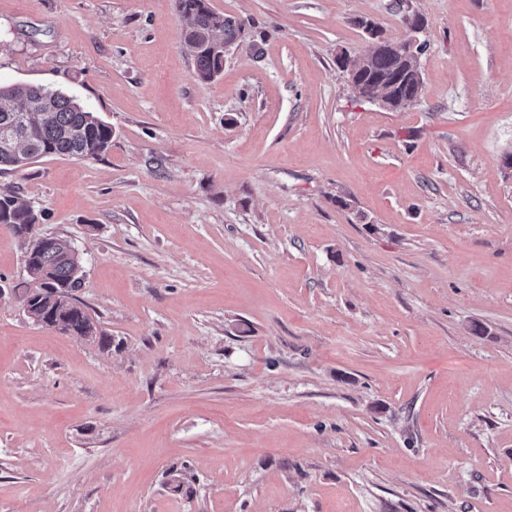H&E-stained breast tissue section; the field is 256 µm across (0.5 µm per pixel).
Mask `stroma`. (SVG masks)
Returning <instances> with one entry per match:
<instances>
[{"instance_id":"35a3bbf8","label":"stroma","mask_w":512,"mask_h":512,"mask_svg":"<svg viewBox=\"0 0 512 512\" xmlns=\"http://www.w3.org/2000/svg\"><path fill=\"white\" fill-rule=\"evenodd\" d=\"M209 3L202 81L175 0H0V84L112 128L0 172L99 331L28 317L0 224V512H512V0H408L402 112L336 65L391 0ZM175 1L178 12L190 24L183 33V42L191 53L197 77L209 81L220 76L224 70L221 47L238 41L243 24L215 12L208 0Z\"/></svg>"}]
</instances>
